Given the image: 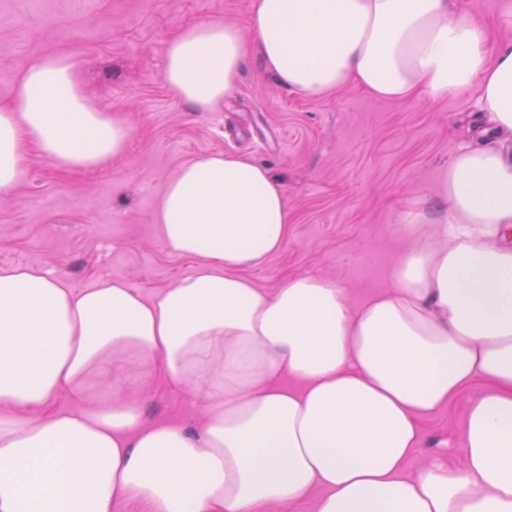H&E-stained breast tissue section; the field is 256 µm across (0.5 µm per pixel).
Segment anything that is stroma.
<instances>
[{
  "label": "stroma",
  "mask_w": 512,
  "mask_h": 512,
  "mask_svg": "<svg viewBox=\"0 0 512 512\" xmlns=\"http://www.w3.org/2000/svg\"><path fill=\"white\" fill-rule=\"evenodd\" d=\"M251 3L0 0V102L12 99L30 63L67 54L79 61L87 94L134 128L126 155L94 170H63L27 151L17 184L0 192V267L44 268L76 290L102 276L147 296L172 286L197 262L160 237L158 197L183 164L222 152L266 166L285 191L288 240L248 270L258 287L322 277L354 305L384 291L408 201L431 195L452 149L485 128L477 95L386 102L346 87L310 97L277 85L253 54L222 105L193 111L162 78L167 42L202 19L246 27ZM489 386L476 380L423 420L407 474L440 455L463 465L466 409ZM205 411L202 399L159 379L145 401L150 422L195 425Z\"/></svg>",
  "instance_id": "35a3bbf8"
}]
</instances>
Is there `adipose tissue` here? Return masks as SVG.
I'll return each mask as SVG.
<instances>
[{
  "instance_id": "adipose-tissue-1",
  "label": "adipose tissue",
  "mask_w": 512,
  "mask_h": 512,
  "mask_svg": "<svg viewBox=\"0 0 512 512\" xmlns=\"http://www.w3.org/2000/svg\"><path fill=\"white\" fill-rule=\"evenodd\" d=\"M251 40L215 20L184 27L163 79L198 112L234 89L249 51L289 90L441 100L476 91L494 130L459 146L432 199L405 211L388 290L351 306L339 283L295 276L269 291L246 269L284 247L282 185L244 155L184 164L162 189L166 246L198 262L144 297L102 277L76 292L0 267V512H260L317 495L316 512H512V40L492 41L462 0H253ZM132 125L47 56L0 105V191L27 146L64 169L127 150ZM133 361L203 396L196 429L103 403L107 367ZM463 467L404 465L422 419L473 380ZM81 402L57 407L60 394Z\"/></svg>"
}]
</instances>
